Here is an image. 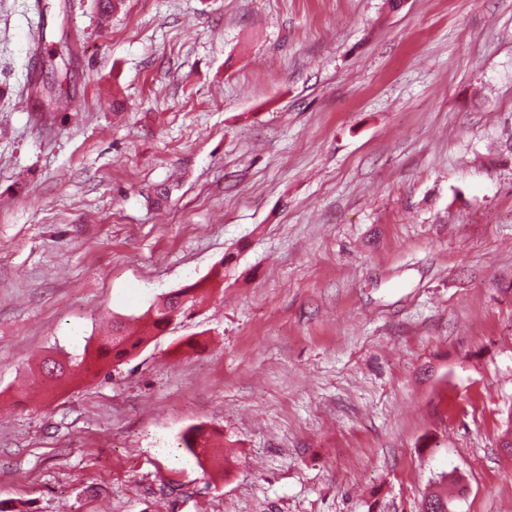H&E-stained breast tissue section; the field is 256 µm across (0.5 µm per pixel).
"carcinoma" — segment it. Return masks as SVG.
<instances>
[{"label": "carcinoma", "mask_w": 512, "mask_h": 512, "mask_svg": "<svg viewBox=\"0 0 512 512\" xmlns=\"http://www.w3.org/2000/svg\"><path fill=\"white\" fill-rule=\"evenodd\" d=\"M224 281V262L215 265L209 275L194 282L179 292L184 295V306L193 310L210 293L211 286ZM176 307L174 300L165 297L159 298L137 320L143 322L144 329L140 334H127L124 323L117 322L112 325V334L102 336L97 341L93 352H84L81 359L58 360L54 357L44 359L38 365V377L48 390H53L70 380H84L96 376L102 367L111 361L125 359L163 332L172 322V315ZM181 444L184 450L197 461L206 460L214 456L210 446V438L206 431L199 427H191L183 433ZM422 512H449L448 496L442 492L431 493L423 503Z\"/></svg>", "instance_id": "obj_1"}]
</instances>
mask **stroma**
Here are the masks:
<instances>
[{
    "label": "stroma",
    "instance_id": "stroma-1",
    "mask_svg": "<svg viewBox=\"0 0 512 512\" xmlns=\"http://www.w3.org/2000/svg\"><path fill=\"white\" fill-rule=\"evenodd\" d=\"M509 426L512 0H0V500L512 512ZM224 281L223 264L215 265L209 275L197 282L180 288L177 291L184 295V306L187 310L192 311L200 304L210 293L211 286L215 283L220 284ZM176 307L173 299L160 297L134 321H143L144 329L140 334H127L123 330L124 323H112V334L99 337L97 346L89 354L86 349L80 360H58L54 357L45 358L38 365V377L47 390H53L70 380L84 381V378L96 376L102 367L110 361H118L130 357L145 347L159 333L163 332L172 322ZM180 444L198 462H202V458L208 460L209 457H215L210 446V438L206 435V431L200 427L194 426L184 432Z\"/></svg>",
    "mask_w": 512,
    "mask_h": 512
}]
</instances>
